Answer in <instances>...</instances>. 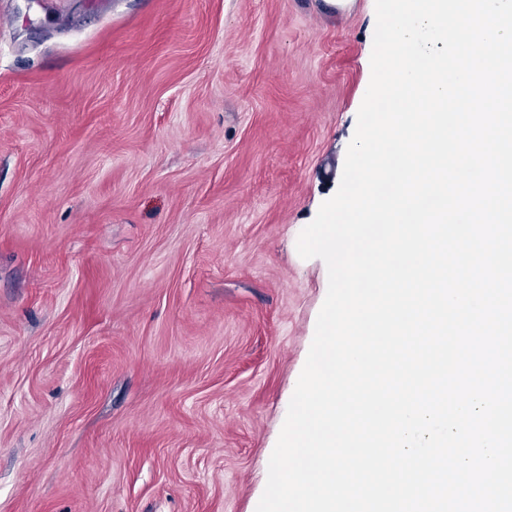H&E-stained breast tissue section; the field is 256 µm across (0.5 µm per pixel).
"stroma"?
<instances>
[{
  "label": "stroma",
  "mask_w": 512,
  "mask_h": 512,
  "mask_svg": "<svg viewBox=\"0 0 512 512\" xmlns=\"http://www.w3.org/2000/svg\"><path fill=\"white\" fill-rule=\"evenodd\" d=\"M375 0H0V512H256Z\"/></svg>",
  "instance_id": "stroma-1"
}]
</instances>
